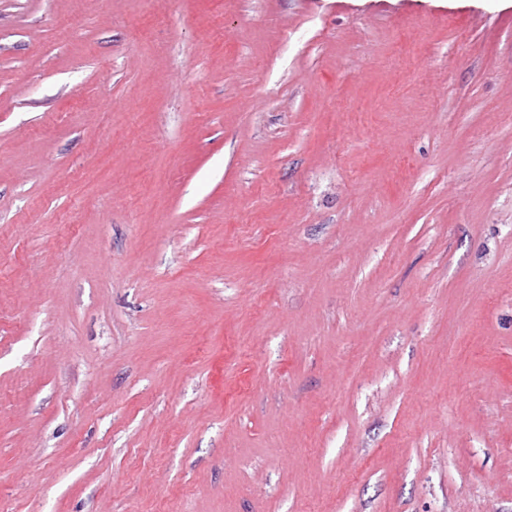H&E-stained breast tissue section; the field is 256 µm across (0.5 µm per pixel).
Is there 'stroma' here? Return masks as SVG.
Masks as SVG:
<instances>
[{
    "mask_svg": "<svg viewBox=\"0 0 512 512\" xmlns=\"http://www.w3.org/2000/svg\"><path fill=\"white\" fill-rule=\"evenodd\" d=\"M0 512H512V0H0Z\"/></svg>",
    "mask_w": 512,
    "mask_h": 512,
    "instance_id": "35a3bbf8",
    "label": "stroma"
}]
</instances>
